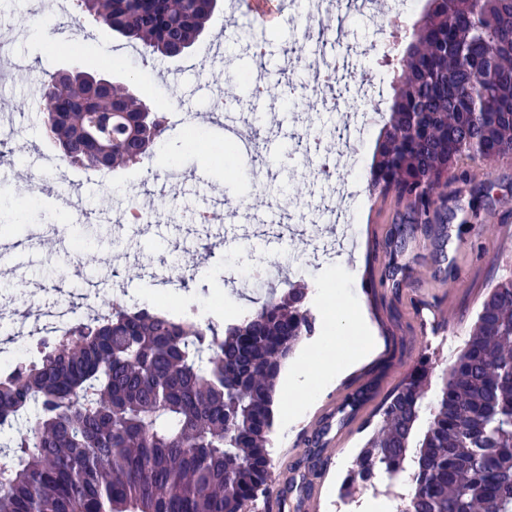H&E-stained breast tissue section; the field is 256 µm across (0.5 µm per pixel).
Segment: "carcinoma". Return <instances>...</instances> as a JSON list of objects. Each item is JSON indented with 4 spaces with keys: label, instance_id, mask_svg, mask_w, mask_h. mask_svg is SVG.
Returning a JSON list of instances; mask_svg holds the SVG:
<instances>
[{
    "label": "carcinoma",
    "instance_id": "obj_1",
    "mask_svg": "<svg viewBox=\"0 0 512 512\" xmlns=\"http://www.w3.org/2000/svg\"><path fill=\"white\" fill-rule=\"evenodd\" d=\"M107 29L169 55L192 45L210 0H77ZM369 187L394 192L407 247L449 175L512 155V0H426L400 60ZM46 134L70 165L111 171L149 155L166 113L89 74L41 77ZM288 285L220 326L109 304L0 372V512H245L270 492L277 380L315 321ZM427 368L389 395L342 489L393 483L423 409L399 512H512V277L484 300L439 395Z\"/></svg>",
    "mask_w": 512,
    "mask_h": 512
}]
</instances>
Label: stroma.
<instances>
[{
    "mask_svg": "<svg viewBox=\"0 0 512 512\" xmlns=\"http://www.w3.org/2000/svg\"><path fill=\"white\" fill-rule=\"evenodd\" d=\"M35 0H0V46L13 61L41 73L78 68L129 84L151 108L168 113V129L140 164L118 168L107 179L64 166L49 142L43 110L32 104L24 74L0 80V99L10 101L12 144L20 153L0 159V229H8L14 246L0 245V281L8 313L25 330L40 321L38 304L25 301L28 289H40L44 301L60 290L105 281L113 291L141 294L153 285L156 302L179 311L185 302L223 311L224 322L242 318L260 305L271 289L288 283L309 285L332 274L330 264L313 263L317 243L343 242V255L354 271L350 293L359 301L358 316L373 350L323 388L316 405L294 422L275 412L270 456L287 472H274L273 499L287 497L297 512H308L318 496V512H330L339 485L354 461L372 422L392 390L427 361L433 385L442 379L463 348L484 299L512 266L504 261L506 234L512 229V155L490 163L475 162V178L449 179L431 222H448L449 256L454 265L439 270L432 261L430 224L417 225L415 241L402 257L411 269L404 287L392 288L382 275L389 262L386 240L402 209L393 195L364 192L369 181L379 126H370L358 146L359 164L337 158L332 184L321 187L316 163L293 151L297 133L332 134L353 130L363 107L340 102L333 112H314L309 104L341 91L317 86L308 92L309 73L287 69L290 53L307 47L305 11L286 9L284 19L266 27L254 25L234 0H218L204 35L195 47L175 58L144 56L139 44L113 34L76 0H58L52 25H20ZM79 40L80 52L57 48L50 34ZM222 40L220 62L203 60L202 51ZM250 40L266 44L263 60L244 49ZM263 68L269 83L285 80L300 87L288 102L254 101L240 77ZM248 108L251 122L267 136L269 184L276 190L257 196L250 158L225 157L224 118ZM178 184L176 201L153 200L144 228L123 222L121 212L131 190L169 191ZM84 212L76 221L69 206ZM225 205L237 212L234 225L194 224L196 211ZM95 255L87 267L77 264L78 251ZM178 254L180 268L192 271L188 288L160 286L164 262ZM268 270L262 280L244 273L246 263ZM453 337L442 338L448 325ZM324 432L322 446L308 442Z\"/></svg>",
    "mask_w": 512,
    "mask_h": 512,
    "instance_id": "35a3bbf8",
    "label": "stroma"
}]
</instances>
